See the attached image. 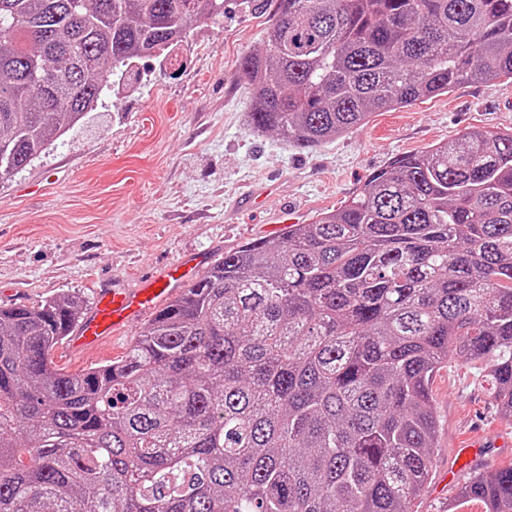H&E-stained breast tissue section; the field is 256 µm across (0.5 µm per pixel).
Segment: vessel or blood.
I'll return each mask as SVG.
<instances>
[{"instance_id":"vessel-or-blood-1","label":"vessel or blood","mask_w":512,"mask_h":512,"mask_svg":"<svg viewBox=\"0 0 512 512\" xmlns=\"http://www.w3.org/2000/svg\"><path fill=\"white\" fill-rule=\"evenodd\" d=\"M199 264L196 258L181 260L135 288L101 286L97 306L72 336L70 351L96 347L134 319L156 312L194 281Z\"/></svg>"}]
</instances>
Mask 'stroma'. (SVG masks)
I'll list each match as a JSON object with an SVG mask.
<instances>
[{
    "instance_id": "stroma-1",
    "label": "stroma",
    "mask_w": 512,
    "mask_h": 512,
    "mask_svg": "<svg viewBox=\"0 0 512 512\" xmlns=\"http://www.w3.org/2000/svg\"><path fill=\"white\" fill-rule=\"evenodd\" d=\"M274 10L272 0H226L223 17L192 25L167 59H134L83 126L0 178V306L70 294L92 310L100 284L131 288L184 257L214 263L282 233L276 217L284 211L313 222L396 156L475 127L512 130V82L496 80L375 111L367 124L306 150L250 131L239 60L262 47ZM248 189L256 206L239 208ZM146 325L132 322L79 356L57 347L53 360L79 373L121 359ZM431 394L439 430L411 512H449L448 471L463 467V445L477 455L474 471L512 464V418L500 413L484 362L449 363Z\"/></svg>"
}]
</instances>
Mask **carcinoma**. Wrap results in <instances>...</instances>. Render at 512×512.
I'll return each instance as SVG.
<instances>
[{
  "label": "carcinoma",
  "instance_id": "carcinoma-1",
  "mask_svg": "<svg viewBox=\"0 0 512 512\" xmlns=\"http://www.w3.org/2000/svg\"><path fill=\"white\" fill-rule=\"evenodd\" d=\"M224 0H0V177ZM248 126L305 149L512 80V0H276L240 61ZM81 300L0 307V512H410L434 374L484 361L512 415V131L374 171L343 207L227 251L117 361L52 352ZM465 505L512 512V464Z\"/></svg>",
  "mask_w": 512,
  "mask_h": 512
}]
</instances>
